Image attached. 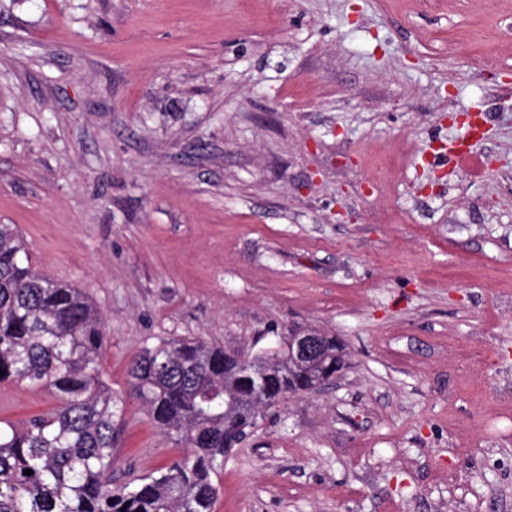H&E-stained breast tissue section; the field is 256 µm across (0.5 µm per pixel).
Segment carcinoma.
<instances>
[{"instance_id":"1","label":"carcinoma","mask_w":512,"mask_h":512,"mask_svg":"<svg viewBox=\"0 0 512 512\" xmlns=\"http://www.w3.org/2000/svg\"><path fill=\"white\" fill-rule=\"evenodd\" d=\"M104 344L101 312L80 289L39 273L16 225L0 224V382L45 389L57 402L23 426L0 421V512H213L224 458L257 422L236 360L182 338L134 356L130 393L186 455L114 487L123 408L104 380ZM252 360L268 365L273 407L327 370L336 345L294 368L291 384L286 340Z\"/></svg>"}]
</instances>
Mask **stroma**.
Here are the masks:
<instances>
[{
    "label": "stroma",
    "instance_id": "obj_1",
    "mask_svg": "<svg viewBox=\"0 0 512 512\" xmlns=\"http://www.w3.org/2000/svg\"><path fill=\"white\" fill-rule=\"evenodd\" d=\"M0 224L103 315L114 484L183 453L140 349L302 326L348 367L214 512H512V0H0ZM53 405L0 383V419Z\"/></svg>",
    "mask_w": 512,
    "mask_h": 512
}]
</instances>
